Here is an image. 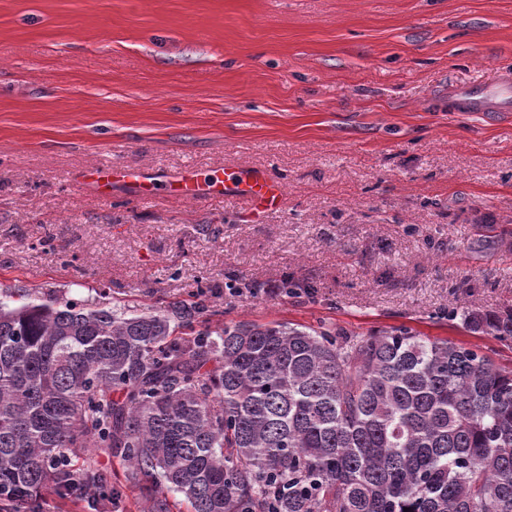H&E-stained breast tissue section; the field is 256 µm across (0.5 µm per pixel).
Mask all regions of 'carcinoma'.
Returning a JSON list of instances; mask_svg holds the SVG:
<instances>
[{
    "label": "carcinoma",
    "mask_w": 512,
    "mask_h": 512,
    "mask_svg": "<svg viewBox=\"0 0 512 512\" xmlns=\"http://www.w3.org/2000/svg\"><path fill=\"white\" fill-rule=\"evenodd\" d=\"M202 286L163 308L0 291V512L112 498L145 512H512V369L408 329L226 323ZM461 326L512 340V310ZM97 465L107 468L112 473V484L119 485L123 496L117 504L106 505L112 512H144V503L138 489L125 482L124 469L120 458L115 455L99 454Z\"/></svg>",
    "instance_id": "carcinoma-1"
}]
</instances>
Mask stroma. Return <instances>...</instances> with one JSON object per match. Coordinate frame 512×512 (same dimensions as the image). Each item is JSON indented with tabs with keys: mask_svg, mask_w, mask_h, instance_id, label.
<instances>
[{
	"mask_svg": "<svg viewBox=\"0 0 512 512\" xmlns=\"http://www.w3.org/2000/svg\"><path fill=\"white\" fill-rule=\"evenodd\" d=\"M512 0H0V286L228 322L405 327L512 367ZM266 169L281 205L102 202L85 169ZM290 278L313 297H269ZM461 326L471 332L492 336L499 340H512V310L503 315L472 310L464 313Z\"/></svg>",
	"mask_w": 512,
	"mask_h": 512,
	"instance_id": "35a3bbf8",
	"label": "stroma"
}]
</instances>
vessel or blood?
I'll return each mask as SVG.
<instances>
[{
    "label": "vessel or blood",
    "mask_w": 512,
    "mask_h": 512,
    "mask_svg": "<svg viewBox=\"0 0 512 512\" xmlns=\"http://www.w3.org/2000/svg\"><path fill=\"white\" fill-rule=\"evenodd\" d=\"M81 185L105 201L111 199L113 188L118 186L144 202L160 197L190 201L244 197L253 202L258 213L277 208L282 198L279 186L261 170H227L217 174L188 169L175 178L159 180L134 168L105 166L89 170Z\"/></svg>",
    "instance_id": "1"
}]
</instances>
